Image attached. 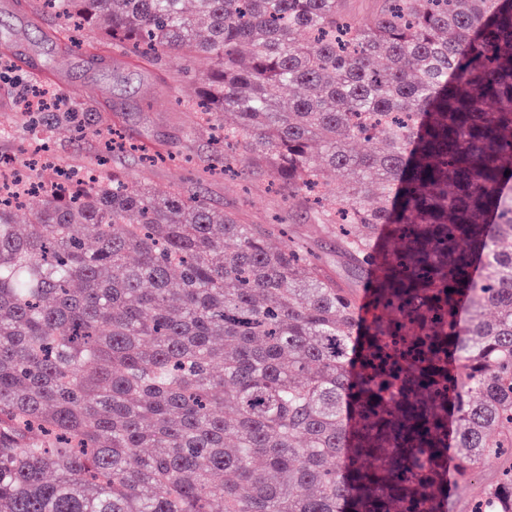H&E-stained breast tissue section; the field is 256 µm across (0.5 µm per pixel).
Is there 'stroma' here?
Returning <instances> with one entry per match:
<instances>
[{
	"label": "stroma",
	"instance_id": "stroma-1",
	"mask_svg": "<svg viewBox=\"0 0 512 512\" xmlns=\"http://www.w3.org/2000/svg\"><path fill=\"white\" fill-rule=\"evenodd\" d=\"M58 27L53 15L33 9L30 0H0V53L13 61L10 78L25 83L33 70L43 71L60 87L94 98L102 109L117 115L130 141L176 148L172 160L148 165L132 152L111 157L110 165L159 194L176 185L201 193L243 223L287 224L290 234L319 257L329 277L345 288H364V277L337 251L335 235L312 224L302 200L283 201L270 189L264 171L249 167L244 175L231 177L207 169L209 132L196 127L193 113L175 103L176 98L193 97L195 90L192 81L183 78L179 60L154 67L113 54L97 57L56 39ZM0 127L6 130L0 137V154L24 160L29 133L16 107L0 103ZM52 148L57 163L85 165L100 153L101 144L95 136L77 139L61 130L55 133Z\"/></svg>",
	"mask_w": 512,
	"mask_h": 512
}]
</instances>
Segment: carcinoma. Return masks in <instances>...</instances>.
<instances>
[{"label":"carcinoma","instance_id":"1","mask_svg":"<svg viewBox=\"0 0 512 512\" xmlns=\"http://www.w3.org/2000/svg\"><path fill=\"white\" fill-rule=\"evenodd\" d=\"M35 2L72 48L182 59L209 163L314 194L368 288L101 157L66 192L30 170L25 223L0 198V512H451L450 454L455 486L507 457L467 512H512V0L369 27L343 0ZM51 90L40 133L162 156Z\"/></svg>","mask_w":512,"mask_h":512}]
</instances>
